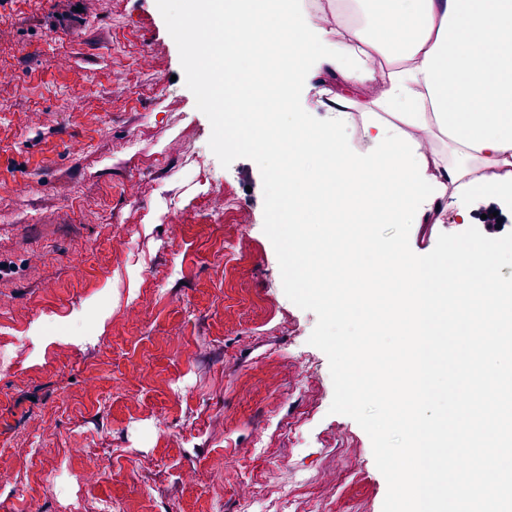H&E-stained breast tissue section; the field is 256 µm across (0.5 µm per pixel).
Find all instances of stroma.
Returning a JSON list of instances; mask_svg holds the SVG:
<instances>
[{
    "label": "stroma",
    "mask_w": 512,
    "mask_h": 512,
    "mask_svg": "<svg viewBox=\"0 0 512 512\" xmlns=\"http://www.w3.org/2000/svg\"><path fill=\"white\" fill-rule=\"evenodd\" d=\"M82 2L0 0V512H382L317 317L282 289L257 164L172 148L211 125L156 0ZM460 207L412 225V251L463 232Z\"/></svg>",
    "instance_id": "35a3bbf8"
}]
</instances>
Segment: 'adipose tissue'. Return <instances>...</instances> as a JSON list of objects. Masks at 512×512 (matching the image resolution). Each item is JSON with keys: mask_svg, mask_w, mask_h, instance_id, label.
<instances>
[{"mask_svg": "<svg viewBox=\"0 0 512 512\" xmlns=\"http://www.w3.org/2000/svg\"><path fill=\"white\" fill-rule=\"evenodd\" d=\"M379 38L353 30L373 68L376 56L405 65L371 100L361 82L341 77L337 103L384 111L444 141L448 154L427 156V178L477 199L512 197V0H379Z\"/></svg>", "mask_w": 512, "mask_h": 512, "instance_id": "obj_1", "label": "adipose tissue"}]
</instances>
